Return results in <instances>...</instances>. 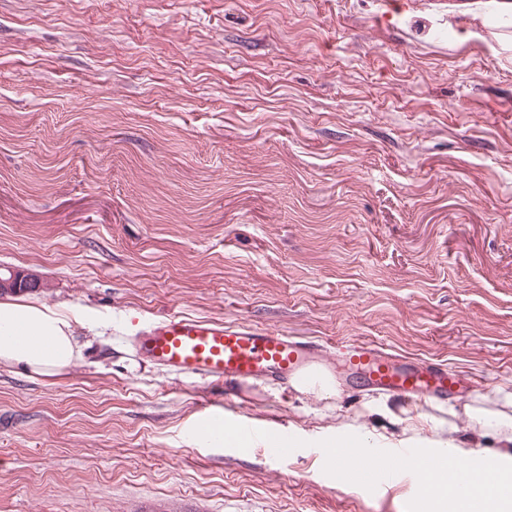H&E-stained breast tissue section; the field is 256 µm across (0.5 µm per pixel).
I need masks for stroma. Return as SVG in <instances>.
Instances as JSON below:
<instances>
[{"mask_svg":"<svg viewBox=\"0 0 512 512\" xmlns=\"http://www.w3.org/2000/svg\"><path fill=\"white\" fill-rule=\"evenodd\" d=\"M473 37L460 38V29ZM76 312L62 375L0 367V512H406L326 475L319 440L400 452L512 392V28L490 0H0V267ZM172 314L333 348L370 341L465 385L255 399L133 360ZM302 439L207 444L199 401Z\"/></svg>","mask_w":512,"mask_h":512,"instance_id":"35a3bbf8","label":"stroma"}]
</instances>
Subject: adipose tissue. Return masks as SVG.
<instances>
[{
    "label": "adipose tissue",
    "mask_w": 512,
    "mask_h": 512,
    "mask_svg": "<svg viewBox=\"0 0 512 512\" xmlns=\"http://www.w3.org/2000/svg\"><path fill=\"white\" fill-rule=\"evenodd\" d=\"M77 320L33 300L0 301V366L34 378L64 372L81 356L74 337Z\"/></svg>",
    "instance_id": "1"
}]
</instances>
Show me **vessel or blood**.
I'll list each match as a JSON object with an SVG mask.
<instances>
[{
  "label": "vessel or blood",
  "mask_w": 512,
  "mask_h": 512,
  "mask_svg": "<svg viewBox=\"0 0 512 512\" xmlns=\"http://www.w3.org/2000/svg\"><path fill=\"white\" fill-rule=\"evenodd\" d=\"M135 360L227 389L257 390L267 383L292 385L324 372L321 344L289 336L276 327L206 323L174 315L152 323L131 339ZM351 371L375 393L447 399L455 374L442 363L385 352L370 342L344 348Z\"/></svg>",
  "instance_id": "vessel-or-blood-1"
}]
</instances>
